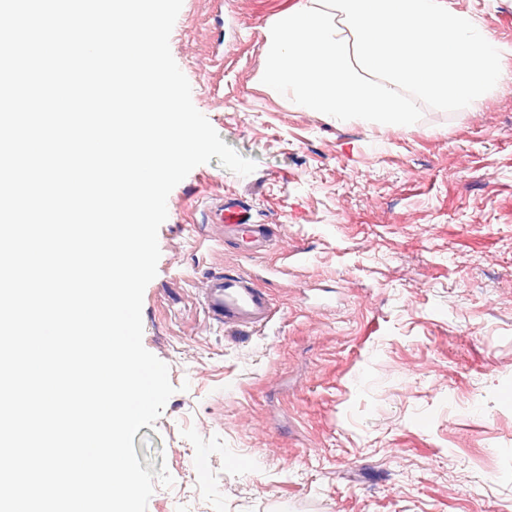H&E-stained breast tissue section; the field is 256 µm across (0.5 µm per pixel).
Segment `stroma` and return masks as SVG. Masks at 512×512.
<instances>
[{"label":"stroma","instance_id":"obj_1","mask_svg":"<svg viewBox=\"0 0 512 512\" xmlns=\"http://www.w3.org/2000/svg\"><path fill=\"white\" fill-rule=\"evenodd\" d=\"M298 2L183 0L170 36L194 106L257 167L211 158L167 200L142 321L175 392L134 447L174 484L147 512H512V0H447L498 43L502 78L407 128L262 83ZM223 198L269 246L211 223ZM229 268L269 293L264 329L204 311Z\"/></svg>","mask_w":512,"mask_h":512}]
</instances>
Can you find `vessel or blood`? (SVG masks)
<instances>
[{"mask_svg": "<svg viewBox=\"0 0 512 512\" xmlns=\"http://www.w3.org/2000/svg\"><path fill=\"white\" fill-rule=\"evenodd\" d=\"M219 220L249 244L258 241L262 234L260 225L252 223L243 212L231 207L220 208ZM203 306L223 327L252 330L265 326L272 317L273 309L267 292L248 274L236 270L210 277Z\"/></svg>", "mask_w": 512, "mask_h": 512, "instance_id": "obj_1", "label": "vessel or blood"}]
</instances>
